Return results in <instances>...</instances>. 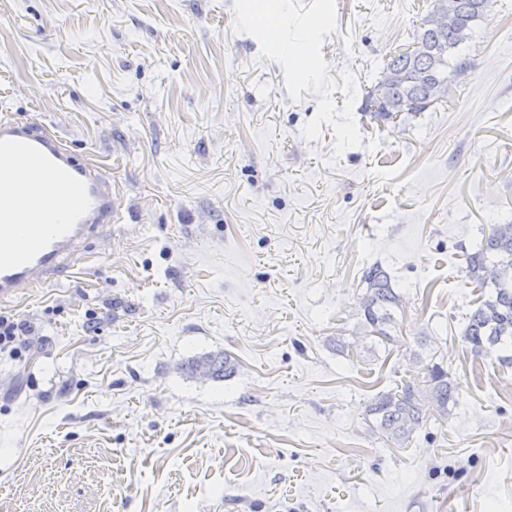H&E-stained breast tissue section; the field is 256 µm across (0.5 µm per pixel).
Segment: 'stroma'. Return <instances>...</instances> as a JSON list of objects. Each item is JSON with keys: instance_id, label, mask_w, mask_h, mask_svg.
<instances>
[{"instance_id": "obj_1", "label": "stroma", "mask_w": 512, "mask_h": 512, "mask_svg": "<svg viewBox=\"0 0 512 512\" xmlns=\"http://www.w3.org/2000/svg\"><path fill=\"white\" fill-rule=\"evenodd\" d=\"M434 4L0 0V119L99 166L123 212L0 301L33 326L0 355V512H512V366L463 340L465 256L512 223V0L447 98L363 110ZM375 265L403 299L386 347L359 315ZM218 351L232 376L182 372ZM435 363L447 416L371 432V399Z\"/></svg>"}]
</instances>
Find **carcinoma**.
<instances>
[{
    "label": "carcinoma",
    "mask_w": 512,
    "mask_h": 512,
    "mask_svg": "<svg viewBox=\"0 0 512 512\" xmlns=\"http://www.w3.org/2000/svg\"><path fill=\"white\" fill-rule=\"evenodd\" d=\"M448 28L435 30L422 19L414 35L415 49L391 57L386 68L400 79L390 85L375 86L368 93L365 110L379 120H392L400 112H424L437 103L434 89L448 84V56L469 38L472 23L483 18L490 0H452ZM472 283L488 297L467 317L464 340L477 355L494 354L505 365H512V224L492 225L480 248L465 257ZM365 293L359 300L363 326L378 343L396 341L391 335L402 300L388 274L379 266L363 276ZM235 364L224 352L190 359L184 371L191 375L205 372L212 379L231 376ZM458 386L439 364L428 368L424 382H404L377 394L368 404L365 420L380 435L405 443L424 420L428 409L448 414V405L457 402Z\"/></svg>",
    "instance_id": "cac0c4a2"
}]
</instances>
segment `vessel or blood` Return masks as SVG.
I'll list each match as a JSON object with an SVG mask.
<instances>
[{
	"label": "vessel or blood",
	"mask_w": 512,
	"mask_h": 512,
	"mask_svg": "<svg viewBox=\"0 0 512 512\" xmlns=\"http://www.w3.org/2000/svg\"><path fill=\"white\" fill-rule=\"evenodd\" d=\"M30 222L20 226L19 214ZM119 206L112 182L79 161L46 130L0 120V301L38 286L94 232L114 223Z\"/></svg>",
	"instance_id": "b4317fda"
}]
</instances>
